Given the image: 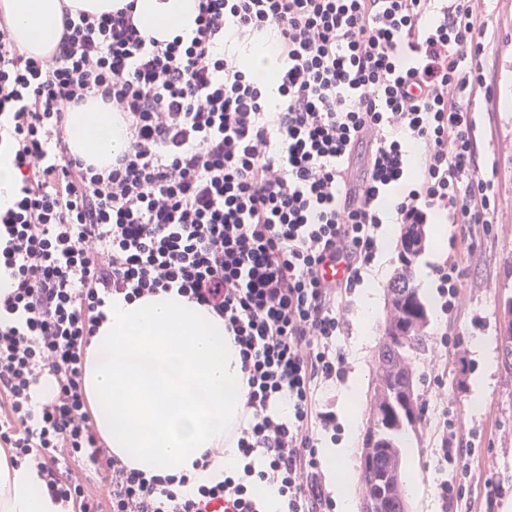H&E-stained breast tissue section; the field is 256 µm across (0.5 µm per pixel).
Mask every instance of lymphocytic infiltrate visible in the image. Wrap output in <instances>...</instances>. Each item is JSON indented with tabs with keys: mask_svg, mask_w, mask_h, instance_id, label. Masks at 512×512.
I'll return each mask as SVG.
<instances>
[{
	"mask_svg": "<svg viewBox=\"0 0 512 512\" xmlns=\"http://www.w3.org/2000/svg\"><path fill=\"white\" fill-rule=\"evenodd\" d=\"M481 0H199L196 30L145 36L132 0L62 8L30 54L0 12V137L19 193L0 212V446L71 512H259L258 475L288 512H328L317 435L336 428L317 385L344 376L337 301L363 283L388 221L491 222L468 105L487 86ZM273 41L260 83L228 40ZM119 113L128 145L106 166L74 152L68 112ZM362 156L363 170L353 160ZM344 265L328 282L325 266ZM210 307L240 348L249 418L240 476L175 488L113 457L84 391L87 347L113 295L157 291ZM48 379L54 389L40 397ZM262 452L264 466L251 458ZM107 497L89 493L85 467Z\"/></svg>",
	"mask_w": 512,
	"mask_h": 512,
	"instance_id": "lymphocytic-infiltrate-1",
	"label": "lymphocytic infiltrate"
}]
</instances>
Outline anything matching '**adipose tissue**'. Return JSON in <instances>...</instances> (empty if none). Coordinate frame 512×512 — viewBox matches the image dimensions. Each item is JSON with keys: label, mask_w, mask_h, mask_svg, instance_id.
<instances>
[{"label": "adipose tissue", "mask_w": 512, "mask_h": 512, "mask_svg": "<svg viewBox=\"0 0 512 512\" xmlns=\"http://www.w3.org/2000/svg\"><path fill=\"white\" fill-rule=\"evenodd\" d=\"M13 36L34 55L49 53L61 32L60 0H0ZM136 13L146 36L172 40L196 28L198 0H137ZM67 134L74 151L89 153L93 162L108 164L126 145V128L119 116L88 106L70 113ZM35 469L16 465L0 452V512H66L39 490Z\"/></svg>", "instance_id": "1"}]
</instances>
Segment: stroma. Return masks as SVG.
Here are the masks:
<instances>
[{"instance_id":"obj_1","label":"stroma","mask_w":512,"mask_h":512,"mask_svg":"<svg viewBox=\"0 0 512 512\" xmlns=\"http://www.w3.org/2000/svg\"><path fill=\"white\" fill-rule=\"evenodd\" d=\"M484 10L491 50L481 64L489 86L471 104L475 126V161L480 174L494 183L495 211L490 226L476 225L474 237L461 241L449 235L435 241L436 227L424 225V248L413 258L415 287H422L421 268L447 259H461V302L456 312L440 309L437 295L424 297L428 312L427 340L414 360L417 397L422 408L418 433L403 438V468L413 472L418 495L407 497L408 512H512V368L507 367L501 338L508 320L504 308L512 298V0H487ZM402 227H382L380 248L354 291L345 313V329L336 344L347 358L344 380L319 387L321 402L334 410L342 429L337 438L321 434L320 446L363 440L369 415V392L377 375L375 358L384 332L388 286L400 268ZM374 296L377 315L366 323L362 303ZM487 338L494 366L485 368L474 343ZM359 391L360 421H352L347 404L351 389ZM456 422L460 447H476L465 463L470 475L461 498L446 504L438 485L451 478L441 457L444 419ZM503 490L493 508L485 506V484Z\"/></svg>"}]
</instances>
